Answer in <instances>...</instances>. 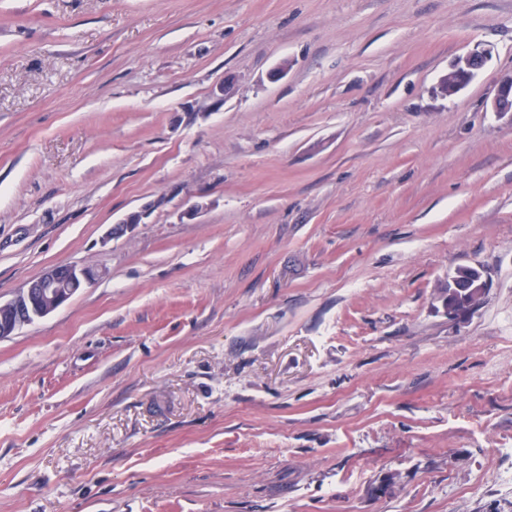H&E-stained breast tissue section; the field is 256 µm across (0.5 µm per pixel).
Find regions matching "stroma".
Returning a JSON list of instances; mask_svg holds the SVG:
<instances>
[{
	"mask_svg": "<svg viewBox=\"0 0 512 512\" xmlns=\"http://www.w3.org/2000/svg\"><path fill=\"white\" fill-rule=\"evenodd\" d=\"M511 76L512 0H0V302L98 273L0 339V512H512ZM484 51L471 50L460 56L440 80L439 90L446 97L455 96L466 87L487 63ZM479 275H480L479 270L474 267H460V268L456 269V272L451 277V279H453L455 281L458 288H461L462 290H464L462 298L459 300L460 305L472 304L474 302L475 294H476L477 290L475 291V290H470V289L474 287L476 282H478L476 280L478 279ZM450 280H448L449 286L452 285ZM486 282H487V280H485L484 282L475 286L474 288H482L481 290H479V292H484L483 288H486V285H485Z\"/></svg>",
	"mask_w": 512,
	"mask_h": 512,
	"instance_id": "1",
	"label": "stroma"
}]
</instances>
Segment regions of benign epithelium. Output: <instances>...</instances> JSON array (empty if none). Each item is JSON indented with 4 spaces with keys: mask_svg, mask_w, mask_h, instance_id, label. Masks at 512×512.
<instances>
[{
    "mask_svg": "<svg viewBox=\"0 0 512 512\" xmlns=\"http://www.w3.org/2000/svg\"><path fill=\"white\" fill-rule=\"evenodd\" d=\"M487 63V54L471 50L459 57L440 80L439 90L452 97L466 87ZM492 108L501 115L512 112V78L503 82ZM97 278L89 266L59 265L30 281L12 300L1 303L0 311L10 319L0 322V338L12 335L19 327L56 311Z\"/></svg>",
    "mask_w": 512,
    "mask_h": 512,
    "instance_id": "7a95c632",
    "label": "benign epithelium"
}]
</instances>
